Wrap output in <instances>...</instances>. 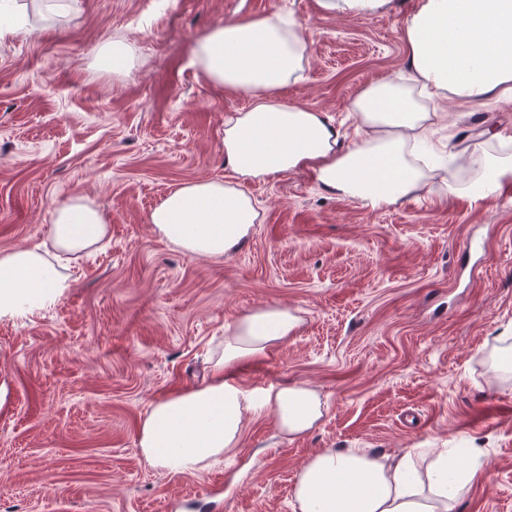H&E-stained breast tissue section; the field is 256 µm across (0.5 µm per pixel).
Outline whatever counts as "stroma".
Returning a JSON list of instances; mask_svg holds the SVG:
<instances>
[{"label": "stroma", "instance_id": "obj_1", "mask_svg": "<svg viewBox=\"0 0 512 512\" xmlns=\"http://www.w3.org/2000/svg\"><path fill=\"white\" fill-rule=\"evenodd\" d=\"M390 14L323 15L317 0H80L77 14L0 35V251L47 241L57 205L89 199L111 235L73 261L56 306L0 322V512H293L304 464L326 450L399 457L444 448L474 476L456 512H512V196L414 194L372 208L309 172L244 183L259 218L221 259L185 254L149 216L186 183L227 180L225 116L245 95L193 66L218 23L303 22L304 78L288 104L347 135L367 84L406 71ZM121 38L138 59L100 68ZM437 155L512 145V100L443 105ZM288 308L294 334L234 369L254 396L315 389L324 416L281 433L250 413L237 448L194 473L149 466L137 437L152 402L203 385L243 314Z\"/></svg>", "mask_w": 512, "mask_h": 512}]
</instances>
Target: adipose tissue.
I'll return each instance as SVG.
<instances>
[{
	"label": "adipose tissue",
	"instance_id": "1",
	"mask_svg": "<svg viewBox=\"0 0 512 512\" xmlns=\"http://www.w3.org/2000/svg\"><path fill=\"white\" fill-rule=\"evenodd\" d=\"M408 76L366 85L352 100L358 125L344 144L324 112L284 103L278 92L301 80L309 47L301 21L278 14L219 23L194 47V63L212 83L247 95L224 120V159L233 181L181 185L150 214L154 231L185 253L217 258L247 239L259 212L240 189L297 169L311 170L326 193L376 208L419 191L478 200L512 182V154L495 147L461 150L449 178L434 184L422 152L440 103L512 95V0H415L403 28ZM109 226L87 198L55 209L47 243L0 251V320L16 321L53 307L72 282L66 264L101 243ZM298 325L288 309L261 306L238 318L211 360L204 385L151 404L138 445L151 466L193 473L236 448L247 413L267 407L284 433L300 435L323 415L310 388L282 386L262 401L228 379L241 360L262 354ZM471 471L435 452L424 476L411 454L378 457L364 448L325 450L301 469L295 512H454Z\"/></svg>",
	"mask_w": 512,
	"mask_h": 512
}]
</instances>
